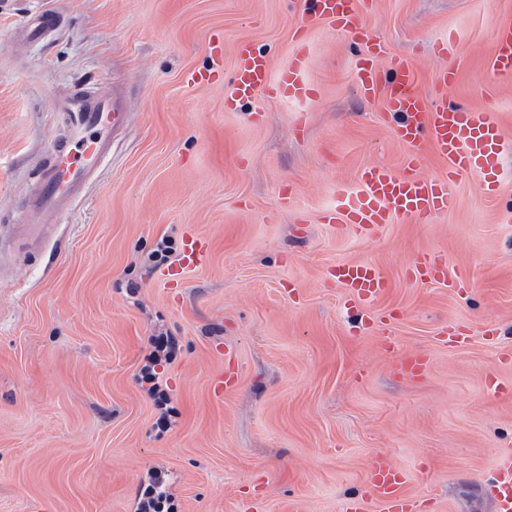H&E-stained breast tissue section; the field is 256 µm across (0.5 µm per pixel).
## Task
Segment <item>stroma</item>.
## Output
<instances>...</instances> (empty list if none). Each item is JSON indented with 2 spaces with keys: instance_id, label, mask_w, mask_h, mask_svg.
Here are the masks:
<instances>
[{
  "instance_id": "35a3bbf8",
  "label": "stroma",
  "mask_w": 512,
  "mask_h": 512,
  "mask_svg": "<svg viewBox=\"0 0 512 512\" xmlns=\"http://www.w3.org/2000/svg\"><path fill=\"white\" fill-rule=\"evenodd\" d=\"M305 0H0V512H131L148 471H164L179 512H342L373 453L408 474L429 512H492L496 450L512 442V78L484 70L512 0H371L381 65L407 60L415 84L454 70L451 103L494 100L500 186L469 174L430 223L399 218L369 237L321 214L361 171L402 170L385 97L355 78L363 45L312 26L306 101L224 109L247 40L288 68ZM44 12L63 24L30 39ZM224 64L206 84L213 35ZM449 44L448 56L435 42ZM122 92L126 121L83 193L56 219L27 210L66 127L56 102ZM292 203L281 206L279 197ZM211 243L207 265L166 284L149 255L164 237ZM447 255L469 289L413 285L409 266ZM379 266L399 311L392 346L358 330L339 261ZM464 327L451 349L441 332ZM177 341L166 365L172 426L140 368L149 338ZM235 384L212 381L224 348ZM428 359L410 383L391 363Z\"/></svg>"
}]
</instances>
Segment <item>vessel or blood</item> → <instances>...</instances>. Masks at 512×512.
Instances as JSON below:
<instances>
[{
  "label": "vessel or blood",
  "mask_w": 512,
  "mask_h": 512,
  "mask_svg": "<svg viewBox=\"0 0 512 512\" xmlns=\"http://www.w3.org/2000/svg\"><path fill=\"white\" fill-rule=\"evenodd\" d=\"M360 0H309L307 22L328 21L366 47L359 58L355 78L367 97L380 91L389 93V109L399 117L394 137L410 147L411 152L401 172L371 165L360 174L359 191L344 197L337 208L325 211L326 224H344L362 236L396 218L410 217L426 223L447 212L454 204L448 182L464 174L479 178L482 193L498 188L499 158L503 136L492 118L491 107L470 109L441 103L437 92L455 80L453 71L442 70L432 78V93L421 92L415 85L408 61L394 59L389 72H381L377 61L381 45L372 29L361 24L356 14ZM490 69L501 76H512V23L498 28L489 58ZM279 95L292 100L312 98L311 84L305 78V56L297 54L288 68L273 74L272 63L249 43L236 50L233 78L224 86V105L235 110L245 100H259ZM65 116L67 137L58 145L42 169V190L33 200L35 210L54 216L78 193L90 172L109 152L113 129L124 121L120 99L103 102L80 93L59 106ZM448 163V176L430 179L421 171L425 149ZM207 243L187 237L181 258L182 268H196L207 260ZM337 283L344 288L348 303L359 310L363 326H389L394 311L380 302L389 294L391 283L368 262H343L333 269ZM410 282L423 284L448 279V259L442 254H425L408 270ZM407 474L384 453L369 464L364 493L351 498L344 512H366L368 500L377 501L384 512H422L424 503L408 489ZM496 512H512V448L497 451V465L492 494Z\"/></svg>",
  "instance_id": "1"
}]
</instances>
